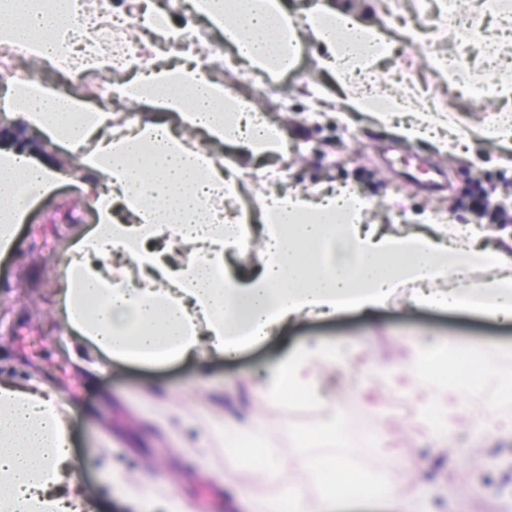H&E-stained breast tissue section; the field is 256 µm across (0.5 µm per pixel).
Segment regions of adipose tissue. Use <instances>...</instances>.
Instances as JSON below:
<instances>
[{
    "mask_svg": "<svg viewBox=\"0 0 512 512\" xmlns=\"http://www.w3.org/2000/svg\"><path fill=\"white\" fill-rule=\"evenodd\" d=\"M117 12L142 15L157 65L98 50L84 0H0V47L20 48L74 83L86 67L111 76L94 91L100 108L37 80L0 95V108L18 129L33 131L76 164L65 174L26 151L0 150V254L12 251L30 209L63 180L96 216L69 248L57 290L68 356L84 380L115 362L162 368L234 358L305 319L372 314L401 288L418 306L512 322V227L496 231L494 247L471 224L387 231L365 222L370 202L354 187L288 190L273 174L258 187L248 175L246 158L287 157L288 134L213 72L226 66L246 81L288 74L306 40L343 93L338 100L315 87L312 111L340 106L397 138L459 150L460 126L446 111L413 110L406 97L355 87V73L373 74L391 51L377 26L343 0H308L295 17L283 0H249L239 12L223 0H168L164 7L121 0ZM197 19L220 34L224 47L189 43ZM130 101L143 106L132 122L108 108ZM228 146L233 155H225ZM247 232L261 247L254 273L243 278L234 264L245 254ZM413 348L392 386L419 406L420 428L444 440L453 429L512 436L511 363L482 360L479 381L459 377L449 385L437 373L457 342L419 341ZM351 355L348 346L312 338L267 374L259 389L266 403L294 397L326 411L310 431H287L288 440L326 448L351 443L315 369L337 367ZM69 411L46 382L0 380V512H96L84 491ZM298 468L331 483L332 491L309 502L292 479ZM266 474L285 494L255 503L253 512L288 505L294 512H336L338 495L357 480L339 460L273 452ZM99 478L134 502L169 496L146 476L105 466Z\"/></svg>",
    "mask_w": 512,
    "mask_h": 512,
    "instance_id": "adipose-tissue-1",
    "label": "adipose tissue"
}]
</instances>
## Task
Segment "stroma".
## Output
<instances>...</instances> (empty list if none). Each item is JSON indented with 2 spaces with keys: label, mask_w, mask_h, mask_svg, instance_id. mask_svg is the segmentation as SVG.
<instances>
[{
  "label": "stroma",
  "mask_w": 512,
  "mask_h": 512,
  "mask_svg": "<svg viewBox=\"0 0 512 512\" xmlns=\"http://www.w3.org/2000/svg\"><path fill=\"white\" fill-rule=\"evenodd\" d=\"M383 3L349 0L353 10L380 24L394 43L392 56L378 65L380 85L397 91L404 76L416 77L425 102L443 103L448 113L470 121L512 108L505 99L474 100L464 89L466 75H489L494 69L512 67V60L488 63L475 42L464 53V73L441 76L430 68L417 43L403 36L386 16ZM325 81L309 45L297 66L272 81L267 95L254 101L260 112L288 133V159L282 164L288 187L353 186L373 202L366 223L408 228L437 223L444 215L461 224L476 223L465 195L475 181L486 178L494 203L504 204L506 216L512 219V167L500 162L507 153L505 146L474 137L463 142L461 154L443 155L428 142L397 139L364 117L341 120L321 112L308 118V88ZM94 222L93 212L73 185L62 183L56 195L30 210L14 249L0 256V375L50 380L69 400L76 451L86 460L85 491L97 500L100 512H165L159 505L148 510L134 505L101 483L98 471L106 463L128 476L150 474L169 488L172 501L190 503L196 512H252L253 502L280 496V485L267 481L263 466L249 463L240 449H211L205 463L193 449L200 439V421L219 409L262 424L280 456L300 449L310 458L320 457L316 443L299 447L284 436L290 429L310 430L320 410L289 399L268 405L255 395L279 356L310 336L356 342L367 370L324 371L320 380L345 407L364 405L372 428L380 432L373 450L382 459L380 466H367L366 479L398 492L394 498L380 493L352 495L341 502L339 512H403L404 491L419 512H512V438L464 431L455 433L450 442L438 441L417 427L414 406L398 405L390 389L395 371L411 355L412 343L434 335L480 346L490 360L512 361L505 352L512 347V325L418 309L399 293L374 321L357 314L331 323L305 321L274 343L231 361H212L204 371L189 364L159 369L114 364L88 384L66 367L54 293L65 250ZM157 401L178 405L192 427L171 430L158 424L152 410ZM104 435L111 438L112 448L102 458L95 448ZM226 475L247 490V498L228 499L222 482Z\"/></svg>",
  "instance_id": "1"
}]
</instances>
